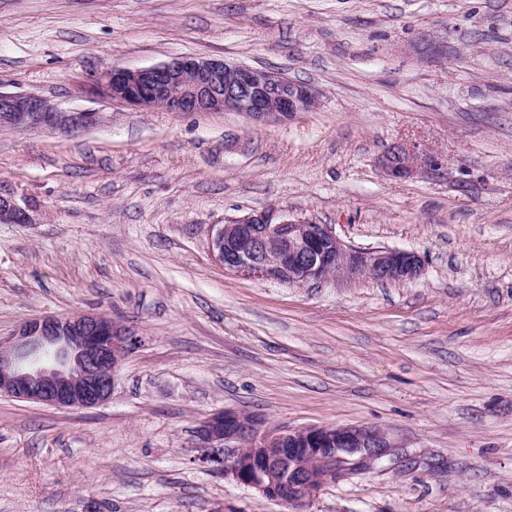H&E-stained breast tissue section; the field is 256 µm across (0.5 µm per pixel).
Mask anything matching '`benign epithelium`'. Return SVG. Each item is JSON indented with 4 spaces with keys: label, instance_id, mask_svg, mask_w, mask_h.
Returning a JSON list of instances; mask_svg holds the SVG:
<instances>
[{
    "label": "benign epithelium",
    "instance_id": "obj_1",
    "mask_svg": "<svg viewBox=\"0 0 512 512\" xmlns=\"http://www.w3.org/2000/svg\"><path fill=\"white\" fill-rule=\"evenodd\" d=\"M100 88L114 102L169 112H244L257 120L309 112L317 104L311 88L279 73L195 56L140 69L113 67ZM99 120L98 112H64L38 95L0 90V130L75 134ZM381 164L401 178L413 171L414 158L395 148ZM32 222L27 207L0 192L1 224ZM211 250L227 272L294 284L334 276L403 284L424 268L413 251L351 247L327 225L272 207L214 225ZM139 343L134 331L105 317L28 319L0 341V396L65 410L97 406L112 396L116 368ZM198 440L201 460L274 500L281 512H311L325 484L383 462L394 448L374 426L265 429L254 416L234 411L211 415Z\"/></svg>",
    "mask_w": 512,
    "mask_h": 512
}]
</instances>
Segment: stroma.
<instances>
[{
	"instance_id": "35a3bbf8",
	"label": "stroma",
	"mask_w": 512,
	"mask_h": 512,
	"mask_svg": "<svg viewBox=\"0 0 512 512\" xmlns=\"http://www.w3.org/2000/svg\"><path fill=\"white\" fill-rule=\"evenodd\" d=\"M192 55L311 86L309 112H169L98 84ZM0 90L100 113L0 130V339L112 318L141 345L111 398L0 397V512H280L199 460L233 410L371 425L396 447L311 512H512V0H0ZM420 165L389 179L394 146ZM270 207L419 279L298 286L226 272L213 225ZM33 220L26 206H22L12 195L0 191L1 224H30Z\"/></svg>"
}]
</instances>
